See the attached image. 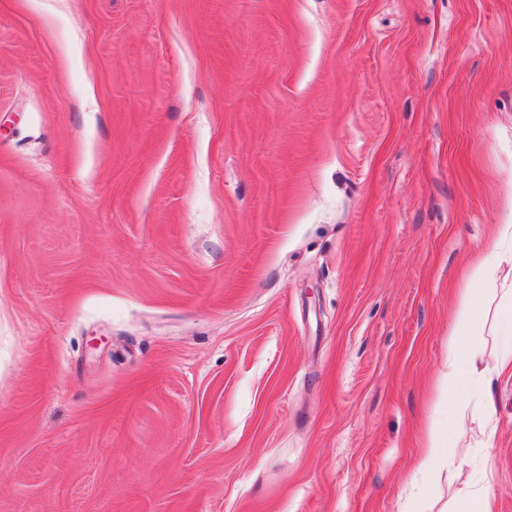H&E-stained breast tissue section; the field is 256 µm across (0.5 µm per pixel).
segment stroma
Here are the masks:
<instances>
[{
  "label": "stroma",
  "mask_w": 512,
  "mask_h": 512,
  "mask_svg": "<svg viewBox=\"0 0 512 512\" xmlns=\"http://www.w3.org/2000/svg\"><path fill=\"white\" fill-rule=\"evenodd\" d=\"M512 224V0H0V512H433L448 322Z\"/></svg>",
  "instance_id": "35a3bbf8"
}]
</instances>
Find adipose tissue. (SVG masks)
Here are the masks:
<instances>
[{
    "mask_svg": "<svg viewBox=\"0 0 512 512\" xmlns=\"http://www.w3.org/2000/svg\"><path fill=\"white\" fill-rule=\"evenodd\" d=\"M448 329L440 396L416 460L429 485L439 464L455 466L472 447H489L496 429L487 390L512 373V224L498 225Z\"/></svg>",
    "mask_w": 512,
    "mask_h": 512,
    "instance_id": "obj_1",
    "label": "adipose tissue"
}]
</instances>
